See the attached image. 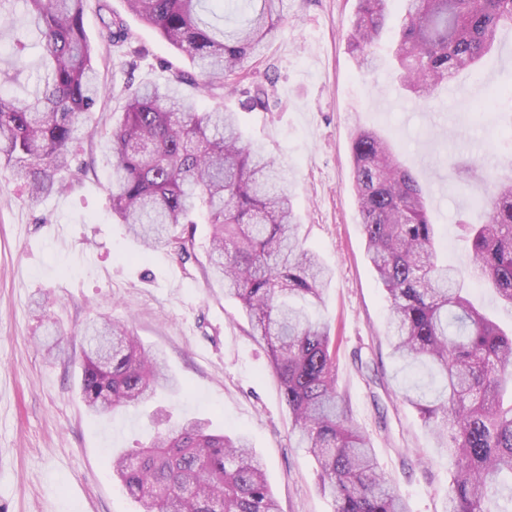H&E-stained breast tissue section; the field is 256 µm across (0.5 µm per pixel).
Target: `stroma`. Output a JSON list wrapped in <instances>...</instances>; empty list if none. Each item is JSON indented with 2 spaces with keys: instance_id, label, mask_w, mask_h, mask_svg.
<instances>
[{
  "instance_id": "obj_1",
  "label": "stroma",
  "mask_w": 512,
  "mask_h": 512,
  "mask_svg": "<svg viewBox=\"0 0 512 512\" xmlns=\"http://www.w3.org/2000/svg\"><path fill=\"white\" fill-rule=\"evenodd\" d=\"M357 0H289L288 19L248 64L246 87L265 103L241 112L245 138L263 145L294 182L299 235L331 268L316 310L331 327L338 389L372 443L406 512H442L451 465L436 452L417 411L397 396L439 387L430 370L395 357L386 293L366 257L353 189L351 138L379 132L416 173L440 226L437 252L468 261L458 220L478 221L485 193L468 177L470 158L512 170V102L491 100L512 84V29L494 50L429 104L392 76V64L360 71L346 45ZM122 18L140 56L99 43L104 21ZM83 23L97 43L103 94L90 121L118 119L126 86L167 85L192 64L127 10L126 0H87ZM87 167L76 189L36 202L0 187V512H138L113 478L112 455L139 448L187 419L246 433L266 463L280 512H333L317 464L298 445L263 343L240 305L200 263L145 252L112 216L111 170L98 138H85ZM104 314L159 350L181 382L138 408L90 412L81 395L85 323Z\"/></svg>"
}]
</instances>
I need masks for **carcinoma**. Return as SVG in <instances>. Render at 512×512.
<instances>
[{"label": "carcinoma", "instance_id": "obj_1", "mask_svg": "<svg viewBox=\"0 0 512 512\" xmlns=\"http://www.w3.org/2000/svg\"><path fill=\"white\" fill-rule=\"evenodd\" d=\"M388 0H357L348 46L374 71ZM394 77L414 98L432 101L460 73L476 69L499 31L512 27V0H398ZM201 73L226 87L288 17V0H127ZM85 0H0L23 7L44 71L23 98L0 97V170L32 201L72 190L81 128L98 104L96 49L83 27ZM102 41L121 46L124 22L104 23ZM15 80L28 44L12 40ZM110 155L112 216L147 251L197 260V224L210 226V278L248 315L253 336L292 417L300 447L319 468L335 512H406L375 459L370 439L342 406L329 325L309 305L331 270L296 234L288 175L263 147L244 139L238 113L198 107L168 88L129 91L121 118L99 132ZM353 182L369 261L387 294L395 355L428 366L442 381L425 401L400 393L453 465L445 512H512V333L478 310L457 269L438 262L437 225L414 171L388 140L360 129L352 139ZM487 191L478 223H460L470 243L468 275L512 306V180L482 168ZM89 352L81 392L93 412L136 406L178 380L160 353L100 316L84 328ZM112 475L140 512H278L264 465L244 435L207 432L186 420L112 459Z\"/></svg>", "mask_w": 512, "mask_h": 512}]
</instances>
